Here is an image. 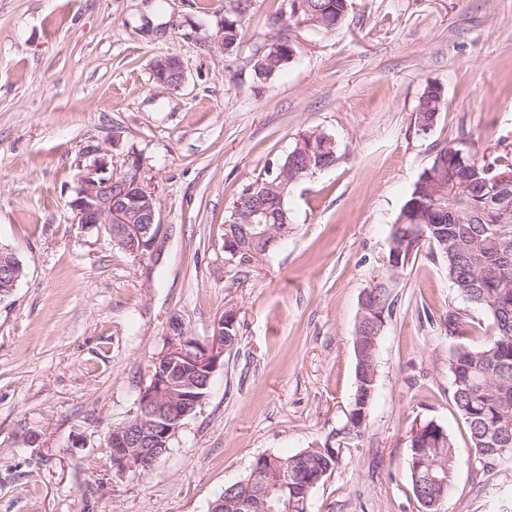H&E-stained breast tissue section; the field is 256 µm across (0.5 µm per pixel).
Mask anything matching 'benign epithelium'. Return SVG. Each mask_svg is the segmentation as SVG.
<instances>
[{"label":"benign epithelium","mask_w":512,"mask_h":512,"mask_svg":"<svg viewBox=\"0 0 512 512\" xmlns=\"http://www.w3.org/2000/svg\"><path fill=\"white\" fill-rule=\"evenodd\" d=\"M153 79L168 85L173 78L177 85L185 79L182 61L177 56H164L152 65ZM85 156H94L91 164L83 168L79 185L67 201L78 224L102 226L112 232V226L119 227L113 241H121L126 250L138 258L158 260V241L162 232L159 200L155 189L144 184L141 173L144 159L132 154L125 158L124 167L133 173L131 178H116L112 174V161L100 155L95 148L82 150ZM263 197L247 195L237 200L230 209L231 216L226 225L251 224L263 212ZM229 315H224L215 328L212 340L206 344L178 342L166 353L156 358L151 370L152 384L141 390L137 400L138 410L113 427L108 433V446L112 469L116 476L123 477L129 472L144 468L157 449L153 444L158 437H167L180 429L175 420L163 426L154 418L153 408L158 403H166L175 408L185 400L183 390L186 384L176 383L179 373L195 374L210 381L223 364L224 352L228 350L234 337L224 335V325ZM252 487L249 494L236 495L238 486L230 487L225 496L236 512H275L274 495L279 491L275 481L267 480V473L253 468L248 480Z\"/></svg>","instance_id":"obj_1"}]
</instances>
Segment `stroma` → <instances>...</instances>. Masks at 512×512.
<instances>
[{"label":"stroma","instance_id":"35a3bbf8","mask_svg":"<svg viewBox=\"0 0 512 512\" xmlns=\"http://www.w3.org/2000/svg\"><path fill=\"white\" fill-rule=\"evenodd\" d=\"M225 0H0V246L24 275L0 299V512H209L263 454L323 445L341 463L309 512H421L408 473L413 424L452 437L448 512H502L512 468L483 474L452 399L444 319L471 337L486 315L430 248L413 259L381 333L361 435L352 336L389 230L444 145L512 155V0H352L333 32L288 23L286 0H249L234 51L217 47ZM299 52L258 81L251 57L279 34ZM176 55L179 89L156 84ZM444 106L419 133L426 82ZM317 129L337 159L299 182L292 230L249 262L223 250L242 188ZM136 151L155 187L162 256L75 224L81 152ZM239 340L208 395L150 468L115 476L106 436L131 415L170 324ZM152 76L157 83L165 86H168L169 79L173 77L177 84L176 88H178L185 79L182 61L177 56L157 58L152 65Z\"/></svg>","mask_w":512,"mask_h":512}]
</instances>
